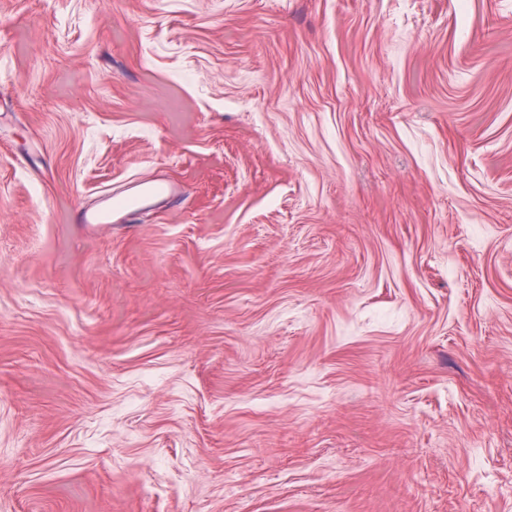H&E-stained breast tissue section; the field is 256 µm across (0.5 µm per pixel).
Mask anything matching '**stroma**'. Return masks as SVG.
I'll list each match as a JSON object with an SVG mask.
<instances>
[{"label": "stroma", "mask_w": 512, "mask_h": 512, "mask_svg": "<svg viewBox=\"0 0 512 512\" xmlns=\"http://www.w3.org/2000/svg\"><path fill=\"white\" fill-rule=\"evenodd\" d=\"M0 512H512V0H0ZM123 197V203L120 206H114L112 200L107 199L97 209H84L80 213V221L83 224H108L112 222V213L115 210L126 209L135 210L141 201L148 197L166 196L175 198L178 191L175 187L160 180H151L138 182L132 185Z\"/></svg>", "instance_id": "35a3bbf8"}]
</instances>
